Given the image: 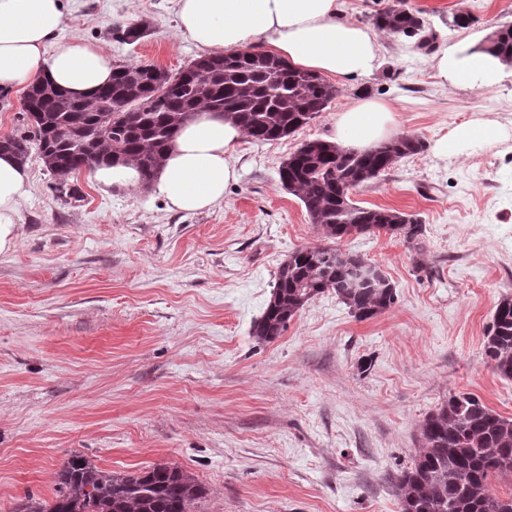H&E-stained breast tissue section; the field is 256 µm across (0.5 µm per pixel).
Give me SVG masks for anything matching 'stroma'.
Instances as JSON below:
<instances>
[{"instance_id":"35a3bbf8","label":"stroma","mask_w":512,"mask_h":512,"mask_svg":"<svg viewBox=\"0 0 512 512\" xmlns=\"http://www.w3.org/2000/svg\"><path fill=\"white\" fill-rule=\"evenodd\" d=\"M371 26L398 5L435 37L381 32L373 72L335 81L325 112L280 141L243 140L221 204L174 213L153 186L101 191L70 177L57 198L38 154L18 239L0 253V512L48 499L74 454L136 473L181 468L207 495L199 512H401L395 476L410 467L420 425L448 397L472 393L512 417V380L484 344L512 296V140L440 156L434 144L475 118L512 125V64L489 88L444 83L434 52L512 25V0H340ZM59 42L105 47L114 63L178 72L199 49L181 38L174 0H63ZM470 14L469 27L452 17ZM148 21L134 44L117 24ZM389 103L395 135L425 150L357 187L358 205L423 222L421 249L389 233L339 247L378 264L395 304L359 321L328 291L276 340L249 330L288 253L326 242L278 168L305 141L331 139L358 100Z\"/></svg>"}]
</instances>
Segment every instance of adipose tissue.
Wrapping results in <instances>:
<instances>
[{
	"mask_svg": "<svg viewBox=\"0 0 512 512\" xmlns=\"http://www.w3.org/2000/svg\"><path fill=\"white\" fill-rule=\"evenodd\" d=\"M180 35L202 51H248L257 46L293 66L336 79L372 72L380 43L376 31L343 17L338 0H176ZM65 23L62 0H0V88L25 89L46 79L69 94L92 99L112 79V63L100 45L75 39L47 53ZM441 80L496 83L502 63L454 44L433 58ZM386 102L363 100L339 113L333 141L367 150L379 144L394 123ZM243 131L223 115L199 108L183 121L156 189L171 210L194 212L223 202L224 189L237 178L234 155ZM512 138V129L492 120H472L436 142L437 154L458 152L481 142ZM32 191L27 167L0 154V252L15 243L21 210Z\"/></svg>",
	"mask_w": 512,
	"mask_h": 512,
	"instance_id": "1",
	"label": "adipose tissue"
}]
</instances>
